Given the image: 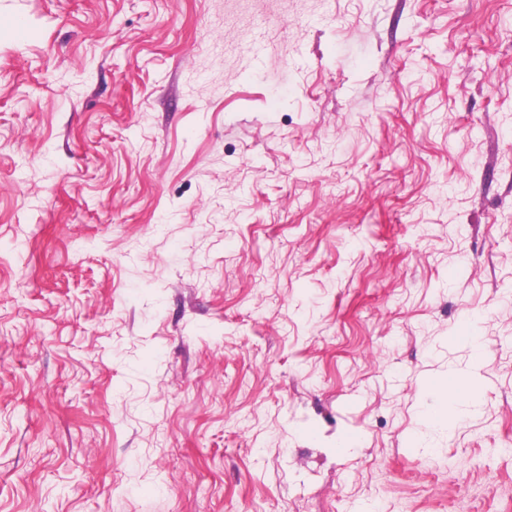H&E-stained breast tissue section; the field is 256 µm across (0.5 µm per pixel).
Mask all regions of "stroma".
<instances>
[{"mask_svg": "<svg viewBox=\"0 0 512 512\" xmlns=\"http://www.w3.org/2000/svg\"><path fill=\"white\" fill-rule=\"evenodd\" d=\"M0 512H512V0H0Z\"/></svg>", "mask_w": 512, "mask_h": 512, "instance_id": "1", "label": "stroma"}]
</instances>
